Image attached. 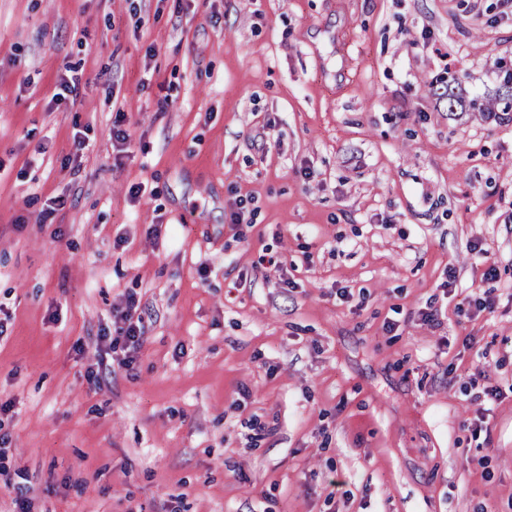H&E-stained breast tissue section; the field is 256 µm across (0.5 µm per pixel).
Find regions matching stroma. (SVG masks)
Wrapping results in <instances>:
<instances>
[{
  "mask_svg": "<svg viewBox=\"0 0 512 512\" xmlns=\"http://www.w3.org/2000/svg\"><path fill=\"white\" fill-rule=\"evenodd\" d=\"M508 69L512 0H0V512H512ZM512 73L506 79L500 88L502 98L499 97L497 101L492 104L478 102L473 100L470 102L469 107L477 112H509L512 110V91L511 93L506 89V85L511 83ZM140 306L135 299L127 302L126 307L116 316L114 333L110 330L104 332L101 336L102 340L108 342L109 348L115 349L121 342L122 347L132 349L134 352L140 350L143 345L142 341V315L139 312ZM121 324V325H120Z\"/></svg>",
  "mask_w": 512,
  "mask_h": 512,
  "instance_id": "1",
  "label": "stroma"
}]
</instances>
